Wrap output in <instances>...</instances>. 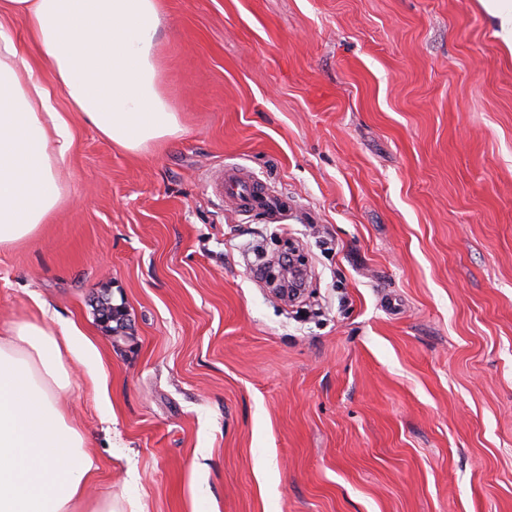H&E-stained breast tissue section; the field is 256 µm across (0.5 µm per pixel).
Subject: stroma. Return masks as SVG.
<instances>
[{
  "mask_svg": "<svg viewBox=\"0 0 512 512\" xmlns=\"http://www.w3.org/2000/svg\"><path fill=\"white\" fill-rule=\"evenodd\" d=\"M162 29L184 133L130 153L76 120L65 204L0 250V322L90 348L89 498L512 512V54L480 0H162ZM228 166L287 217L217 198ZM256 239L298 249V296Z\"/></svg>",
  "mask_w": 512,
  "mask_h": 512,
  "instance_id": "stroma-1",
  "label": "stroma"
}]
</instances>
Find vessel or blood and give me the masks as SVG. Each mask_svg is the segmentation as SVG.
<instances>
[{"instance_id":"vessel-or-blood-1","label":"vessel or blood","mask_w":512,"mask_h":512,"mask_svg":"<svg viewBox=\"0 0 512 512\" xmlns=\"http://www.w3.org/2000/svg\"><path fill=\"white\" fill-rule=\"evenodd\" d=\"M209 185L214 194L231 199L239 212L260 211L275 222L284 215V200L266 182L244 169L227 167L216 170L209 177Z\"/></svg>"}]
</instances>
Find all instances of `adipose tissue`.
<instances>
[{
	"label": "adipose tissue",
	"mask_w": 512,
	"mask_h": 512,
	"mask_svg": "<svg viewBox=\"0 0 512 512\" xmlns=\"http://www.w3.org/2000/svg\"><path fill=\"white\" fill-rule=\"evenodd\" d=\"M160 15V0H0L1 248L63 204L73 115L132 153L183 134L160 83ZM86 358L74 327L0 326V512H115L85 498L95 458L66 413L72 364Z\"/></svg>",
	"instance_id": "ef3b65f1"
}]
</instances>
